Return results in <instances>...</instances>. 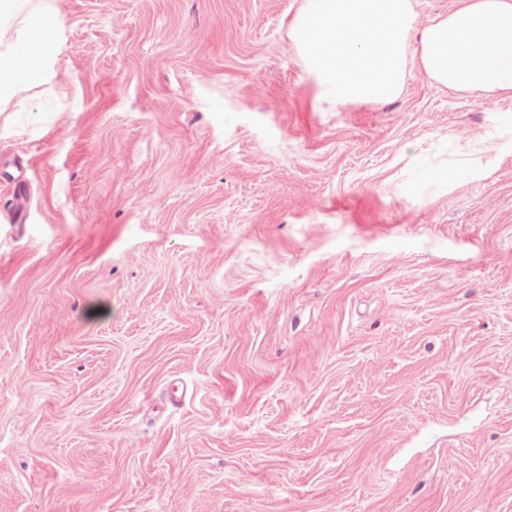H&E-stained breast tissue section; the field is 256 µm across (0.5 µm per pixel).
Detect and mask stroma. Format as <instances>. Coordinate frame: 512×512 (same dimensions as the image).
Instances as JSON below:
<instances>
[{"label": "stroma", "instance_id": "obj_1", "mask_svg": "<svg viewBox=\"0 0 512 512\" xmlns=\"http://www.w3.org/2000/svg\"><path fill=\"white\" fill-rule=\"evenodd\" d=\"M57 5L0 111V512H512V100L322 102L299 0Z\"/></svg>", "mask_w": 512, "mask_h": 512}]
</instances>
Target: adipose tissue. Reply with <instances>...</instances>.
I'll list each match as a JSON object with an SVG mask.
<instances>
[{"instance_id":"obj_1","label":"adipose tissue","mask_w":512,"mask_h":512,"mask_svg":"<svg viewBox=\"0 0 512 512\" xmlns=\"http://www.w3.org/2000/svg\"><path fill=\"white\" fill-rule=\"evenodd\" d=\"M289 30L321 97L338 105L388 101L414 68L451 90L512 99V0H456L426 23L413 0H300ZM61 32L56 0H0V109L50 80Z\"/></svg>"}]
</instances>
